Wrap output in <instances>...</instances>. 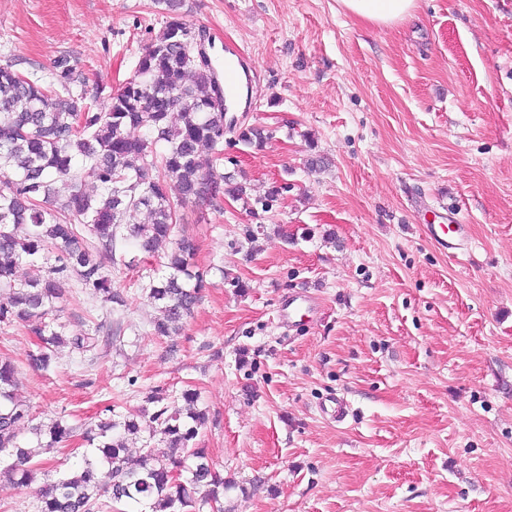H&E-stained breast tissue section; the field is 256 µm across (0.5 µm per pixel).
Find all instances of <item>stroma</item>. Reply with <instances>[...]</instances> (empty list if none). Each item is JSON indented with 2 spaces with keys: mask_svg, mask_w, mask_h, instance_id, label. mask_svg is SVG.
<instances>
[{
  "mask_svg": "<svg viewBox=\"0 0 512 512\" xmlns=\"http://www.w3.org/2000/svg\"><path fill=\"white\" fill-rule=\"evenodd\" d=\"M180 12L238 56L242 114L272 137L224 147L245 199L179 209L209 271L181 333L150 335L142 286L163 260L120 243V343L92 362L61 347L46 374L34 336L0 325L16 397L36 422L87 425L153 412L157 386L198 389L226 512H512V0H418L389 28L336 0ZM165 20L154 0H0V61L47 77L68 60L101 105ZM450 219L458 256L424 232ZM302 290L317 313L281 327ZM62 308L70 335L106 314L71 291ZM333 397L343 422L322 411Z\"/></svg>",
  "mask_w": 512,
  "mask_h": 512,
  "instance_id": "stroma-1",
  "label": "stroma"
}]
</instances>
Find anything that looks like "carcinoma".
<instances>
[{
	"mask_svg": "<svg viewBox=\"0 0 512 512\" xmlns=\"http://www.w3.org/2000/svg\"><path fill=\"white\" fill-rule=\"evenodd\" d=\"M157 2L165 6L164 27L102 108L93 109L75 91L74 70L63 62L48 83L23 76L8 61L0 64V288L8 289L0 298V323L27 326L37 339L30 361L44 372L53 366L55 348L68 345L93 358L104 338L121 332V320L110 318L68 336L58 317L70 284L112 305V312L123 305L104 264L116 261L119 238L147 254L170 248L167 274L150 279L145 290L158 312L152 334L179 332L208 271L195 263V241L176 234V206L243 198L245 186L220 170L224 136L232 133L233 142L246 147L270 137L257 125L236 126L224 112L216 88L223 76L197 57L179 0ZM204 147L212 154L207 164ZM86 177L97 183L98 194L82 190ZM58 182L67 185V195H59ZM142 208L150 223L129 224ZM49 249L58 251L51 265L44 262ZM23 264L33 274L18 283ZM15 373L13 361L0 357V460H8L0 477L27 487L37 471L54 467L50 458L38 465L34 458L78 436L91 446L78 467L40 489L39 512H224V477L196 447L208 420L196 391H183L178 406L155 389L151 415L104 418L80 434L61 416L34 428L32 448L19 439L33 413L13 393ZM145 432V444L131 451L128 437Z\"/></svg>",
	"mask_w": 512,
	"mask_h": 512,
	"instance_id": "cac0c4a2",
	"label": "carcinoma"
}]
</instances>
